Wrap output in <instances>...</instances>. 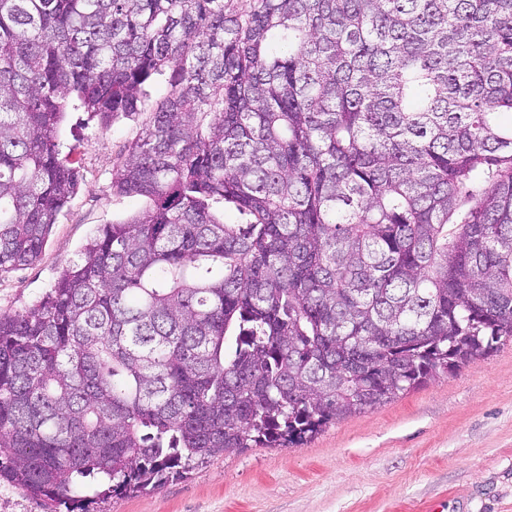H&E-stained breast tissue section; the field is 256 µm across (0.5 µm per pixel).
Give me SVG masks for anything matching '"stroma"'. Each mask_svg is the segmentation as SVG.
<instances>
[{
	"label": "stroma",
	"instance_id": "35a3bbf8",
	"mask_svg": "<svg viewBox=\"0 0 512 512\" xmlns=\"http://www.w3.org/2000/svg\"><path fill=\"white\" fill-rule=\"evenodd\" d=\"M148 113L101 126L83 110L60 125L83 182L31 265L0 273V315L42 298L103 225L152 202L112 192ZM103 512H512V341L491 356L329 424L293 448H241Z\"/></svg>",
	"mask_w": 512,
	"mask_h": 512
}]
</instances>
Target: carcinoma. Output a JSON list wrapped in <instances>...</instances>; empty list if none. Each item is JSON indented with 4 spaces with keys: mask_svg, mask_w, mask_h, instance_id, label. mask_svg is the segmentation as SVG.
<instances>
[{
    "mask_svg": "<svg viewBox=\"0 0 512 512\" xmlns=\"http://www.w3.org/2000/svg\"><path fill=\"white\" fill-rule=\"evenodd\" d=\"M165 71L112 180L152 208L0 315V481L36 499L300 445L512 340V0H0V272L81 187L67 112Z\"/></svg>",
    "mask_w": 512,
    "mask_h": 512,
    "instance_id": "1",
    "label": "carcinoma"
}]
</instances>
